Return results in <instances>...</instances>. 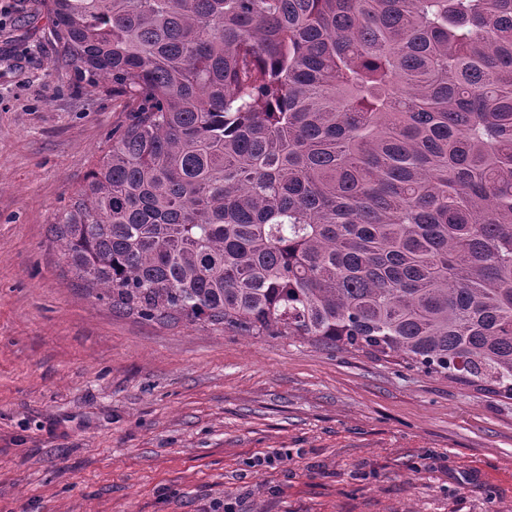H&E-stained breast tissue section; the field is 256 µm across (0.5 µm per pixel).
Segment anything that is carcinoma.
Wrapping results in <instances>:
<instances>
[{"instance_id": "obj_1", "label": "carcinoma", "mask_w": 512, "mask_h": 512, "mask_svg": "<svg viewBox=\"0 0 512 512\" xmlns=\"http://www.w3.org/2000/svg\"><path fill=\"white\" fill-rule=\"evenodd\" d=\"M130 122L50 231L97 298L512 399V0H42Z\"/></svg>"}]
</instances>
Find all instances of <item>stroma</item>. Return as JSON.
I'll return each instance as SVG.
<instances>
[{"label":"stroma","mask_w":512,"mask_h":512,"mask_svg":"<svg viewBox=\"0 0 512 512\" xmlns=\"http://www.w3.org/2000/svg\"><path fill=\"white\" fill-rule=\"evenodd\" d=\"M0 0V512H499L512 400L289 336L147 321L50 239L129 121Z\"/></svg>","instance_id":"35a3bbf8"}]
</instances>
